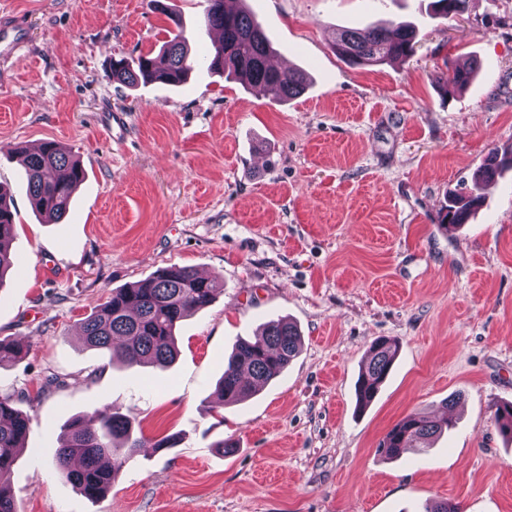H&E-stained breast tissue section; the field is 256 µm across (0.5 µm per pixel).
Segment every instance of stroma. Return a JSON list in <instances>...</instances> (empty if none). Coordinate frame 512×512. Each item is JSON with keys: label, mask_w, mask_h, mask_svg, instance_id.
<instances>
[{"label": "stroma", "mask_w": 512, "mask_h": 512, "mask_svg": "<svg viewBox=\"0 0 512 512\" xmlns=\"http://www.w3.org/2000/svg\"><path fill=\"white\" fill-rule=\"evenodd\" d=\"M166 2L191 49L212 47L204 0ZM428 2L248 0L272 62L308 75L278 102L203 66L179 87L114 79V59L168 38L148 0H0V22L27 26L25 50L0 63V147L53 140L86 172L67 218L46 224L19 155L0 154L22 261L0 282V339L29 345L0 367V394L32 417L11 475L18 512H512V441L496 422L512 402V171L484 185L470 223L439 222L490 149L512 148V0L450 18ZM399 21L419 28L410 58L352 66L334 49L342 29ZM469 62L467 90L434 82ZM170 265L224 283L181 322L171 366L84 346L81 322L112 289ZM277 319L302 337L287 372L213 406L236 341ZM379 337L399 355L362 409ZM103 406L176 445L141 449L91 501L54 460L61 425ZM445 410L456 426L432 448L380 451L406 415ZM228 439L234 452L218 447Z\"/></svg>", "instance_id": "obj_1"}]
</instances>
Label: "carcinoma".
<instances>
[{
    "label": "carcinoma",
    "instance_id": "obj_1",
    "mask_svg": "<svg viewBox=\"0 0 512 512\" xmlns=\"http://www.w3.org/2000/svg\"><path fill=\"white\" fill-rule=\"evenodd\" d=\"M203 19L209 29H218L223 40L212 50L190 58L187 38L179 16L164 0H149V7L165 15L177 33L165 41L157 55L124 57L112 62L118 81L136 87L160 82L178 86L194 65L224 74L261 89L266 95L284 101L301 95L307 77L301 71L282 75L268 65L272 47L262 25L245 7L227 8L226 0H205ZM469 0H432L434 11L444 16L467 12ZM417 26L402 21L389 27L364 30L346 29L336 43L339 54L353 66L379 65L406 58L414 50ZM477 75L474 65L454 67L436 73L435 80L465 88ZM27 192L35 211L47 221L59 223L70 212L73 194L85 179V170L70 151L54 141H45L26 155ZM512 168V155L489 162L478 171L473 188L452 191L440 214V224L456 227L468 223L483 204L480 190ZM15 216L10 197L0 189V280L19 268V259L10 251ZM224 292V283L198 275L186 266L171 265L147 279L117 288L106 297L82 324V340L89 348L110 350L127 365L167 366L175 358L174 333L186 318L208 307ZM301 335L287 320L267 323L260 336L241 339L224 362V372L216 389L217 404L241 402L261 387L279 378L298 355ZM27 349L20 340H0V367L17 361ZM399 351L388 338L377 339L369 350L356 393L359 405L368 406L386 381ZM31 424L30 415L18 410L8 396H0V512H18L9 486V477ZM497 424L503 437L512 442V403L499 407ZM452 427V420H435L419 413L407 415L391 428L381 451L396 457L407 448H429L432 440ZM167 438L152 445L134 436L126 417L107 408H95L70 418L63 425L55 462L63 477L87 499L97 500L112 486L127 461L141 448H172Z\"/></svg>",
    "mask_w": 512,
    "mask_h": 512
}]
</instances>
